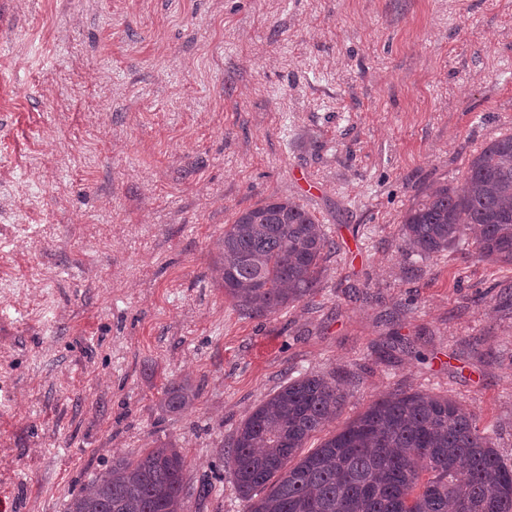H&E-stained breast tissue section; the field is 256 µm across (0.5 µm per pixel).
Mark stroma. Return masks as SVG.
Returning <instances> with one entry per match:
<instances>
[{
    "mask_svg": "<svg viewBox=\"0 0 512 512\" xmlns=\"http://www.w3.org/2000/svg\"><path fill=\"white\" fill-rule=\"evenodd\" d=\"M510 133L512 0H0V512H66L160 441L210 488L188 512H245L224 446L304 373L349 393L307 449L427 391L512 465V266L400 231ZM279 198L335 247L252 318L224 227ZM197 396V389L188 380H173L165 386L160 405L167 412L177 413L191 406Z\"/></svg>",
    "mask_w": 512,
    "mask_h": 512,
    "instance_id": "obj_1",
    "label": "stroma"
}]
</instances>
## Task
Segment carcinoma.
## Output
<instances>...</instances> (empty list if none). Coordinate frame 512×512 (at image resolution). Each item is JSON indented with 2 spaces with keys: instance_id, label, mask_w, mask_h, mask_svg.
Listing matches in <instances>:
<instances>
[{
  "instance_id": "cac0c4a2",
  "label": "carcinoma",
  "mask_w": 512,
  "mask_h": 512,
  "mask_svg": "<svg viewBox=\"0 0 512 512\" xmlns=\"http://www.w3.org/2000/svg\"><path fill=\"white\" fill-rule=\"evenodd\" d=\"M401 232L424 258L471 234L481 258L512 264V134L473 156L460 187L430 188L406 211ZM331 248L291 199L248 209L224 226V293L252 317L271 315L313 293ZM197 396L189 381L173 380L160 405L177 413ZM346 397L337 381L304 375L245 418L225 445L224 465L246 512H512V465L476 413L441 396L380 398L302 454ZM186 467L168 442L115 459L67 512H187L195 488Z\"/></svg>"
}]
</instances>
